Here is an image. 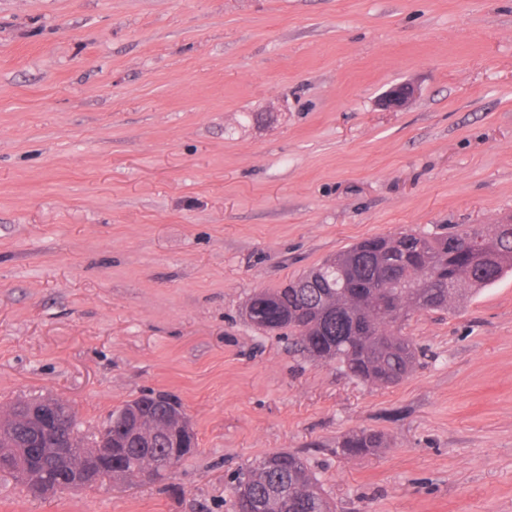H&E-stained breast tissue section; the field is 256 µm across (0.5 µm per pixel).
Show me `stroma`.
I'll use <instances>...</instances> for the list:
<instances>
[{
  "label": "stroma",
  "instance_id": "35a3bbf8",
  "mask_svg": "<svg viewBox=\"0 0 512 512\" xmlns=\"http://www.w3.org/2000/svg\"><path fill=\"white\" fill-rule=\"evenodd\" d=\"M509 220L512 0H0V410L92 432L164 391L197 438L157 483L0 475V512H230L282 450L336 512H512V275L415 314L390 387L242 315L362 239ZM359 428L385 448L337 452ZM417 94V88L411 83L393 86L382 98L380 105L384 110L397 111Z\"/></svg>",
  "mask_w": 512,
  "mask_h": 512
}]
</instances>
